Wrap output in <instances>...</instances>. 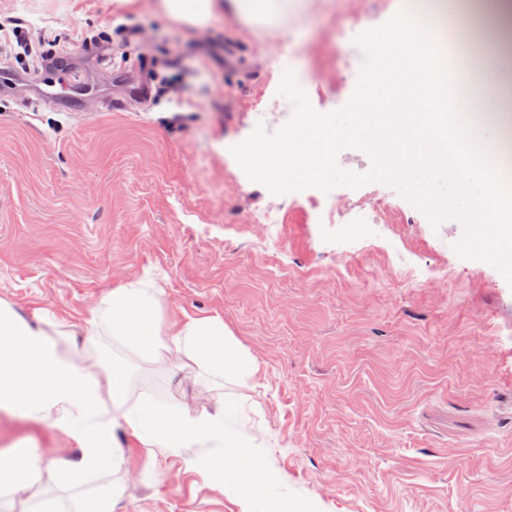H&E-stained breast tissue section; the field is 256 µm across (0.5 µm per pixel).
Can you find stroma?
<instances>
[{
    "instance_id": "1",
    "label": "stroma",
    "mask_w": 512,
    "mask_h": 512,
    "mask_svg": "<svg viewBox=\"0 0 512 512\" xmlns=\"http://www.w3.org/2000/svg\"><path fill=\"white\" fill-rule=\"evenodd\" d=\"M403 0H307L281 36L221 15L207 31L153 0H0L32 40L58 41L88 93L79 111L24 107L42 76L0 97V301L44 309L78 343L141 384L129 405H205V380L114 349L88 320L113 288L153 281L164 323L213 316L259 367L241 433L277 478L255 512H512V274L462 245L461 220L417 203L358 140L320 179L266 187L242 160L305 113L348 123L365 105L374 36ZM109 30L91 53L85 37ZM151 85L120 95L115 66ZM340 207L344 221L327 212ZM276 208L279 224L255 223ZM28 445L43 498L67 508L52 472L78 450L60 430L0 415V452ZM114 512H240L238 476L187 469L203 448L122 442Z\"/></svg>"
}]
</instances>
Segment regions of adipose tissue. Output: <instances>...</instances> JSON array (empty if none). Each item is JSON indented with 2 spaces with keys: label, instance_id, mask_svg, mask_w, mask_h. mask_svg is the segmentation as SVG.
Returning <instances> with one entry per match:
<instances>
[{
  "label": "adipose tissue",
  "instance_id": "adipose-tissue-1",
  "mask_svg": "<svg viewBox=\"0 0 512 512\" xmlns=\"http://www.w3.org/2000/svg\"><path fill=\"white\" fill-rule=\"evenodd\" d=\"M294 2L155 0V7L193 28L223 13L272 33ZM373 56L364 111L339 130L306 114L302 132H288L277 147L249 146L247 163L269 185L298 172L317 179L340 139L357 138L393 176L447 175L462 203L470 247L497 251L502 267L512 271V188L496 164L501 140L489 132L493 121L485 107L492 98L484 92L485 87L504 85V73L486 72L481 82L462 84L461 67L436 64L418 50L409 12L377 36ZM158 294L137 282L115 288L103 307L93 311L91 323L129 352L199 369L219 388L225 379L243 384L257 373L255 361L220 318L187 314L163 324ZM49 321L46 315L25 318L0 303V411L49 423L75 443L78 455L55 469L58 480L77 484L119 470L124 457L117 435L123 432L149 448L209 449L202 467L216 477L246 469L249 479L237 498L241 512H251L273 475L257 445L240 434L243 407L238 401L217 396L196 410L175 401L128 407L121 372L82 364L76 350L51 337ZM42 478L29 448L0 455L1 495L32 489Z\"/></svg>",
  "mask_w": 512,
  "mask_h": 512
}]
</instances>
